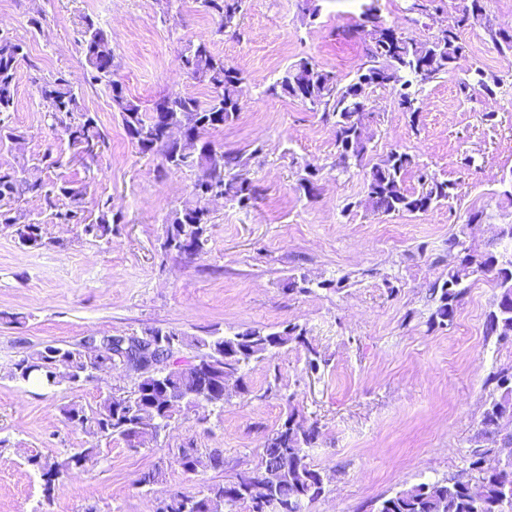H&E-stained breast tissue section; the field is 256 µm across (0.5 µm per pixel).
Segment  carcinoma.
Instances as JSON below:
<instances>
[{"label":"carcinoma","instance_id":"cac0c4a2","mask_svg":"<svg viewBox=\"0 0 512 512\" xmlns=\"http://www.w3.org/2000/svg\"><path fill=\"white\" fill-rule=\"evenodd\" d=\"M202 11L215 20L219 36L241 35L245 0H197ZM484 0H470V6L457 16L454 24L433 39H416L399 33L396 40L365 38L366 58L347 82L334 72L321 68L312 58H301L289 64L283 74L265 89L271 98H292L302 88L310 94L308 109L321 113L335 135L336 151L332 167L340 173L353 168L369 167L362 199L350 203L376 215L425 213L448 203L455 197L456 185L440 179L416 162L407 152L392 150L373 160L374 126L380 121L377 112L367 105L378 89L390 91L403 111L412 115L422 109L423 87L453 71L459 53L466 51L462 38L465 29L484 27L491 42L503 56L512 57V31L497 29L485 15ZM78 42L84 54L88 82L103 84L111 91L112 107L119 113L127 136L142 154H159L164 164L176 172L194 175L212 170V179L205 190L191 185V199L172 212L162 249L167 255L204 253L208 244L210 211L206 197L216 196L230 201L241 210L256 206L261 196L259 185L249 176L248 166L255 148L247 156L241 151H223L211 155L212 130L233 123L241 110L238 86L231 83L224 59L214 54L206 40L189 43L180 55V64L188 77L210 90L202 100L182 92H170L157 100L150 109L128 97L115 76L120 68L112 49V37L92 18L86 17L79 30ZM430 56L441 63L423 77L419 71ZM27 58L23 42L0 36V143H16V135L6 123L15 107L16 77L21 61ZM460 95L469 100L480 95H493L501 87V79L476 68L457 79ZM43 99L49 104L48 118L59 126L74 156L95 160L106 147V135L98 120L81 103L79 92L67 74L58 71L45 79L41 86ZM176 117L188 124L185 147L190 154L181 155L165 139V117ZM416 174L418 187L409 190L405 176ZM318 173L304 167L299 188L305 196L317 195ZM32 195L43 200L51 216L59 224H81L83 232L98 240L112 236L114 225L123 216L112 212L103 202L97 213L86 214L84 193L72 184H57L41 179L24 180L12 168H0V223L15 224L18 218L4 206ZM63 198L66 206L59 205ZM19 243L26 247L45 245L42 225L24 224L18 229ZM465 229L448 238V250H457L456 263L448 267L446 277L430 283L428 301L433 310L429 327L453 324L457 309L468 292L470 283L480 277L496 282L497 300L486 317L485 334L499 342H512V224H502L499 232L482 250L465 244ZM176 337L182 349L195 350L198 367L162 379L146 377L134 382L131 390L103 394L96 407L87 408L78 402L61 407L65 421L82 430L96 442L67 457L81 468L98 463L99 440H120L134 447L139 431L151 429L158 433L179 420L182 412L199 405L224 408L233 396L250 393L246 371L251 363L272 359L279 350L294 343L306 352L307 368L319 370L322 362L305 327L288 323L280 330L266 331L247 328L225 336H188L160 327L148 328L141 337L158 335ZM66 352L70 373L59 375L50 352L55 348ZM230 366L239 375V384L226 387L224 367ZM88 368L81 351L73 345L47 344L24 356L14 364L12 377L23 383L38 382L49 387L62 383L77 384L76 375ZM487 382L493 384L480 419V426L490 446L472 451L466 475L425 481L403 488L389 496L371 502L374 512H512V462L504 468L489 471L480 466L481 456L497 447L498 434L494 425L505 413L512 414V366H500L492 371ZM321 435L316 421L305 418L296 407H289L286 418L266 439L255 471H278L281 484L273 497L284 512H304L306 505L318 500L330 483L328 473L310 460L308 450ZM43 477V494L51 497L56 480L69 470L65 463L42 456H29ZM175 463L187 474L206 469L221 470L224 458L219 453L202 454L196 448H182ZM245 474L223 484H214L196 494H176L168 499L162 512H210L213 499L230 494L232 512L244 508L253 512L249 494L243 485Z\"/></svg>","mask_w":512,"mask_h":512}]
</instances>
